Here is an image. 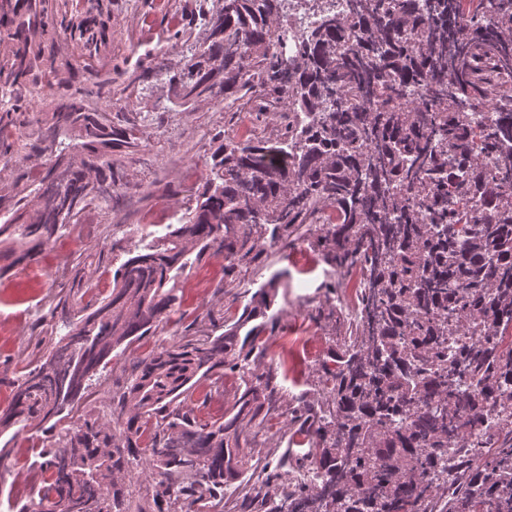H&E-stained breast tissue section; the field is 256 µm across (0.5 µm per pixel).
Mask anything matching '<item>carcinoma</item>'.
<instances>
[{"instance_id": "1", "label": "carcinoma", "mask_w": 512, "mask_h": 512, "mask_svg": "<svg viewBox=\"0 0 512 512\" xmlns=\"http://www.w3.org/2000/svg\"><path fill=\"white\" fill-rule=\"evenodd\" d=\"M301 2L201 6L174 27L183 66L143 70V90H164L156 112L221 99L275 133L225 134L195 207L144 231L99 306L59 298L67 332L0 411V428L48 433L47 477L18 512H512V0H348L343 14ZM54 16L26 0L12 20L0 161L21 147L28 97L65 85L45 43ZM85 71L89 87L65 90L29 144L54 160L0 193V259L34 260L121 186L112 151L138 146L137 124L90 107L112 74ZM298 242L336 272L317 308L336 333L314 392L288 405L273 463L252 449L283 416L257 322L279 276L252 292L242 266ZM207 254L224 256L217 291L241 289V310L134 357L101 413L93 380L179 310ZM355 269L352 313L336 296ZM220 379L232 402L202 423L193 395ZM308 467L321 477L304 480Z\"/></svg>"}]
</instances>
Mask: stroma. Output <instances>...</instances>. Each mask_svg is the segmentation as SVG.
I'll use <instances>...</instances> for the list:
<instances>
[{"instance_id":"obj_1","label":"stroma","mask_w":512,"mask_h":512,"mask_svg":"<svg viewBox=\"0 0 512 512\" xmlns=\"http://www.w3.org/2000/svg\"><path fill=\"white\" fill-rule=\"evenodd\" d=\"M199 0H66L79 9L78 20L87 23V34L69 36L56 32L54 54L64 78L79 84L84 73L78 58L85 40L96 43L95 62L103 69H120L112 84L111 98L93 99L92 106L128 118H139L148 107L135 90L143 66L155 58L176 64L183 57V41L175 37L167 15L181 11ZM249 113L225 111L223 103L204 101L193 111L174 108L154 115L144 123L139 146L122 156L123 185L111 209H87L69 227L73 238L53 253H41L37 261L14 266L0 276V407H6L15 392L16 380L25 367L36 366L47 352L54 321L51 310L59 296L78 295L82 305L98 304L110 294L116 270L127 249L140 245L142 217L162 210L176 221L201 189L216 137L255 125ZM86 255L83 271H76L75 259ZM317 257L309 243H299L281 254L264 252L254 263L258 282L281 273L271 308L276 319L267 327L268 349L264 365L286 373L293 354L305 360L298 374V392L314 388L316 370L331 344L333 326L315 316V299L321 293L323 277L310 273ZM205 276L211 288L206 292L183 290L180 312L171 315L157 336L140 344L141 351L180 340L197 328L222 316L236 315L239 304L233 293L216 296L215 287L224 279V259L205 257L191 271ZM44 434L37 429L0 430V512H10L14 502H28L22 488L35 480L29 465Z\"/></svg>"}]
</instances>
